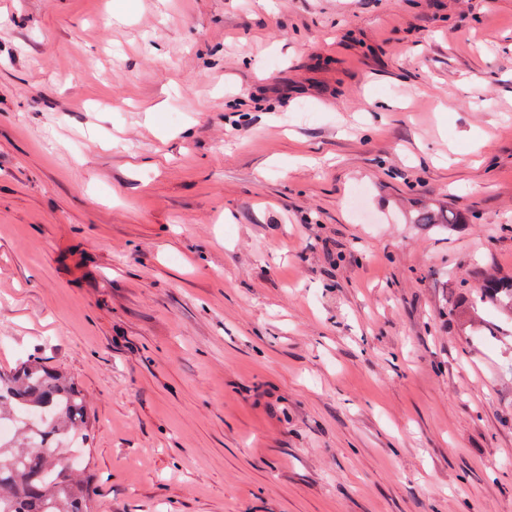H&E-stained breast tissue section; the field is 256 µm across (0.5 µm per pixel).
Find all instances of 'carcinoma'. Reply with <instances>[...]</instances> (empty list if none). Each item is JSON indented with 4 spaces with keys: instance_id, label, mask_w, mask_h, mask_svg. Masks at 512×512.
I'll list each match as a JSON object with an SVG mask.
<instances>
[{
    "instance_id": "obj_1",
    "label": "carcinoma",
    "mask_w": 512,
    "mask_h": 512,
    "mask_svg": "<svg viewBox=\"0 0 512 512\" xmlns=\"http://www.w3.org/2000/svg\"><path fill=\"white\" fill-rule=\"evenodd\" d=\"M418 224H454L456 216L424 210ZM479 300L512 303V281L489 280ZM15 433L0 440V512H94V488L80 475L84 461L63 463L69 444L85 436L89 411L70 379L30 357L17 368L0 371V421Z\"/></svg>"
}]
</instances>
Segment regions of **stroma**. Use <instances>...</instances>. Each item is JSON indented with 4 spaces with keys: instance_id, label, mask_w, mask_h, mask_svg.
<instances>
[{
    "instance_id": "obj_1",
    "label": "stroma",
    "mask_w": 512,
    "mask_h": 512,
    "mask_svg": "<svg viewBox=\"0 0 512 512\" xmlns=\"http://www.w3.org/2000/svg\"><path fill=\"white\" fill-rule=\"evenodd\" d=\"M510 278L512 0H0V368L96 512H512ZM477 296L481 302L485 299L489 301H500L507 298L512 303V280L507 284L499 281L489 280L480 286L477 290Z\"/></svg>"
}]
</instances>
